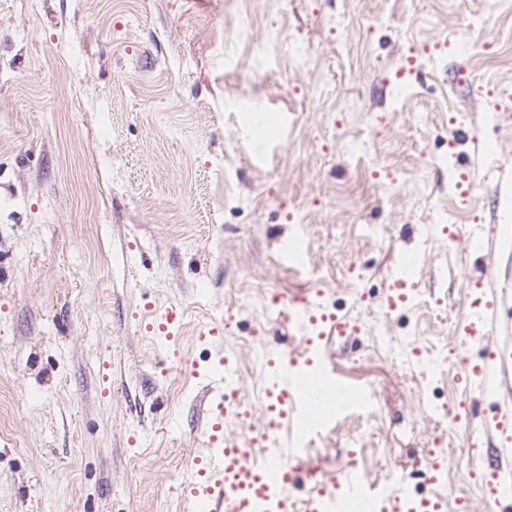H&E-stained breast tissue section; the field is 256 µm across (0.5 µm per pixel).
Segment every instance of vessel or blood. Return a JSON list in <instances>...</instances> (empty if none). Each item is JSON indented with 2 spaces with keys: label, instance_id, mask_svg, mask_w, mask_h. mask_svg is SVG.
<instances>
[{
  "label": "vessel or blood",
  "instance_id": "1",
  "mask_svg": "<svg viewBox=\"0 0 512 512\" xmlns=\"http://www.w3.org/2000/svg\"><path fill=\"white\" fill-rule=\"evenodd\" d=\"M319 295L305 297L303 303L293 299L281 301L288 313V322L297 331L303 344H310L312 325L321 333L343 334L345 326L335 317L315 319L311 306ZM496 291H489L477 314L465 327L466 341L479 345L476 363L461 372L470 391L483 395L493 390L505 368L512 367V348L496 350L481 348V341L493 332L499 317ZM182 310L171 304L153 310L146 328L157 337L173 339L180 326ZM214 354L216 368L208 376L212 394L210 417L206 432L208 451L192 462L193 476L182 485L186 512H325L321 490L300 493L304 480L314 471L298 452L285 451L282 437L293 425H305L327 397L325 389L312 380L300 365L297 355L279 350L266 366L268 387L266 404L260 424L253 429L249 446H242L224 430V422L233 415L228 393L237 380V369L225 357L224 328L213 324L202 334ZM496 439L495 448L486 452L489 483L512 487V404L498 406L494 415L484 418L475 427L466 429L464 440L470 447L483 446L485 440Z\"/></svg>",
  "mask_w": 512,
  "mask_h": 512
}]
</instances>
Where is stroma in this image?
<instances>
[{
  "label": "stroma",
  "mask_w": 512,
  "mask_h": 512,
  "mask_svg": "<svg viewBox=\"0 0 512 512\" xmlns=\"http://www.w3.org/2000/svg\"><path fill=\"white\" fill-rule=\"evenodd\" d=\"M225 2L0 0V512H183L206 450L198 336L224 322L260 385L251 336L299 348L258 314L273 283L322 291L345 324L315 367L376 385L381 418L352 440L327 427L324 471L350 449L376 482L378 450L412 477L437 458L446 512H498L464 425L431 406L466 399L452 361L442 386L373 340L459 348L489 280L505 329L487 343H512V0ZM444 223L493 250L450 245ZM229 288L247 298L228 313ZM172 303L163 355L143 324Z\"/></svg>",
  "instance_id": "1"
}]
</instances>
